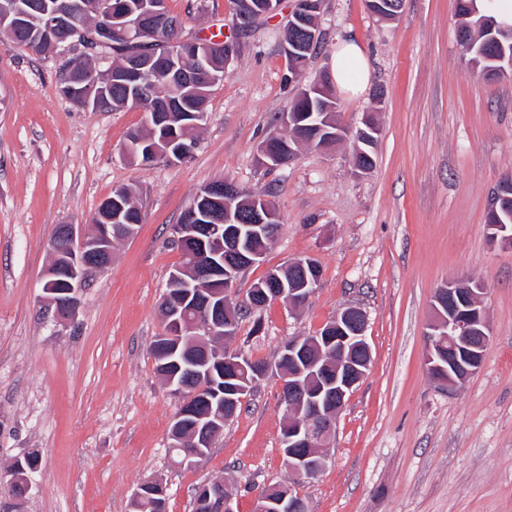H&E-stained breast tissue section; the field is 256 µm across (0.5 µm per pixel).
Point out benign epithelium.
Instances as JSON below:
<instances>
[{
    "label": "benign epithelium",
    "mask_w": 512,
    "mask_h": 512,
    "mask_svg": "<svg viewBox=\"0 0 512 512\" xmlns=\"http://www.w3.org/2000/svg\"><path fill=\"white\" fill-rule=\"evenodd\" d=\"M368 10L382 20L393 19L400 10L395 0H366ZM100 22L81 30L85 40L57 44L54 56L63 57L71 52L94 59L98 69L90 74V91L79 92L74 86L71 66L60 70L58 88L60 93L85 107L95 106L110 92L112 79L116 78L133 88V107L143 112L147 121H161V113L142 103L145 93V74L154 60L148 50H138L134 54V69L112 74L110 55L106 44L100 41L95 32L115 34L124 42H135L141 32V20L147 16L165 18V0H142L138 12L120 17L115 23L112 17L111 0H96ZM89 4L86 0H45L39 11L38 32L51 33L62 28L73 27L85 18ZM321 8H312L308 0H294L290 14V27L304 34L303 42L311 44L321 40L322 33L317 20L305 24L307 12L319 15ZM30 11L27 0H6L0 5V30L11 33L16 28L29 25ZM170 42L169 58L172 69L186 58L185 51L196 44V40L183 34ZM491 80L512 76V56L498 59V65L482 70ZM297 98L325 113L335 110V97L331 93L328 76L298 86ZM379 128L371 112L365 113L362 126L353 133L357 142L374 148ZM224 196L228 203L243 192L235 183H209L197 194L199 206L191 215L192 224H177L173 228L174 239L183 240L198 233L208 236L213 245L210 259L200 257L192 260L191 267H182L172 273L168 288L178 296L195 297L201 307V314L188 319L174 309L166 317V330L163 337L181 336L192 332L199 339L224 332L226 336L236 334V317L225 310L235 291L236 273L261 261L263 254L248 250L242 243L243 225L240 216L231 207H224L219 213L209 207L215 197ZM279 223V216L266 200L254 204L248 227L254 234H266L270 225ZM135 230L122 224H96L93 231L67 224L63 228L67 254L60 264L50 267L43 287L44 303L59 317L71 316L79 302V293L85 283V275L91 270H104L112 262V249L115 239H130ZM222 264L225 276L224 289L217 291L199 287V282ZM300 271L295 279L286 282L273 273L263 283L252 290V297L264 303L280 301L292 308L307 301L317 288L319 281L307 276L311 259L304 257L291 262ZM482 288H474L468 283H450L438 289L432 310L434 320L427 332L428 348L425 357L428 371L442 384L453 387L476 372L480 367L484 350L490 338L487 313L478 301ZM367 318L364 311L348 307L337 313L325 326L324 333L308 336H295L282 347L277 361L260 365L248 356L228 348L224 349V381L232 383L224 396V409L205 416L196 417L191 444L197 448L186 454L182 463L192 465L203 457L202 449L214 447L224 430V424L231 420L239 405L246 403L257 381L270 372L280 376L281 399L292 415L285 428L282 454L288 471L298 480L317 477L325 466L323 448L332 433L339 414L344 409L350 395L361 382L371 362V348L366 336ZM319 349L315 359L309 356L310 346ZM288 361V369L280 363ZM149 494L158 497L167 495L166 484L158 479L146 481L134 492L140 499ZM195 498L214 504L217 512H237L234 494L223 486L203 484L195 491ZM256 512H301L293 490L281 493H264L256 498Z\"/></svg>",
    "instance_id": "benign-epithelium-1"
}]
</instances>
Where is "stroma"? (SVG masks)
Wrapping results in <instances>:
<instances>
[{"label": "stroma", "instance_id": "stroma-1", "mask_svg": "<svg viewBox=\"0 0 512 512\" xmlns=\"http://www.w3.org/2000/svg\"><path fill=\"white\" fill-rule=\"evenodd\" d=\"M294 0L240 38L191 156L149 166L122 151L141 126L134 108L94 111L57 88L62 59L0 45V503L8 466L39 453L23 512H131L144 481L168 486L167 512H192L198 486L221 481L238 512L264 485L294 484L309 512H512V248L487 225L494 191L512 178V80L485 78L456 38V0H404L378 21L365 0H324V44L302 81L333 72L336 48L363 45L369 73L338 91L347 129L373 113L375 167L351 165L353 140L301 147L275 170L257 146L297 93L282 53ZM185 28L231 33L232 0H167ZM273 194L279 232L238 296L268 270L313 258L320 282L301 307L265 305L243 320L232 348L275 361L294 336H311L343 308L366 311L370 368L325 448L326 465L294 483L280 452L284 407L271 373L205 459L168 452L181 403L155 370L158 302L181 261L172 229L207 183ZM135 189L142 222L110 266L87 276L73 317L42 301L55 225L90 224L113 188ZM471 280L490 340L478 371L447 388L425 365V333L439 288ZM261 332H254V321Z\"/></svg>", "mask_w": 512, "mask_h": 512}]
</instances>
